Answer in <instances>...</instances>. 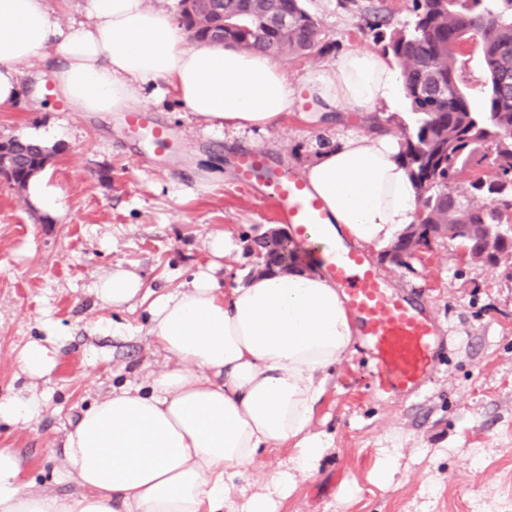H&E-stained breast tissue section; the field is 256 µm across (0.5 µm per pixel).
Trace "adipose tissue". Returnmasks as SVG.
Listing matches in <instances>:
<instances>
[{
  "mask_svg": "<svg viewBox=\"0 0 512 512\" xmlns=\"http://www.w3.org/2000/svg\"><path fill=\"white\" fill-rule=\"evenodd\" d=\"M85 2L88 24L66 32L45 0H0V106L15 101L22 66L45 59L76 112L133 110L159 83L211 129H267L292 112L288 74L266 54L190 42L147 0ZM305 85L323 112L394 106L402 75L388 54L355 49L308 72ZM400 152L393 132L349 134L307 165L306 191L322 202L334 238L389 247L414 223L418 192ZM231 248L214 238L207 269L151 301L150 334L168 364L80 412L59 457L72 492L24 482L22 459L0 448V512H278L326 450L312 420L328 371L354 353L359 328L313 252L223 289L215 273ZM94 292L119 308L142 282L116 269ZM287 444V465L258 488L242 485L263 453Z\"/></svg>",
  "mask_w": 512,
  "mask_h": 512,
  "instance_id": "ef3b65f1",
  "label": "adipose tissue"
}]
</instances>
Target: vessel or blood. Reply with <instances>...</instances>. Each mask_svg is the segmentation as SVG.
<instances>
[{
  "label": "vessel or blood",
  "mask_w": 512,
  "mask_h": 512,
  "mask_svg": "<svg viewBox=\"0 0 512 512\" xmlns=\"http://www.w3.org/2000/svg\"><path fill=\"white\" fill-rule=\"evenodd\" d=\"M236 170L242 185L272 195L278 223L292 225L301 241L318 239L322 269L342 287L359 321V341L372 361L377 389L398 400L417 397L450 345L422 297L391 288L364 254L332 238L325 229L326 211L295 171L252 150L238 155Z\"/></svg>",
  "instance_id": "vessel-or-blood-1"
}]
</instances>
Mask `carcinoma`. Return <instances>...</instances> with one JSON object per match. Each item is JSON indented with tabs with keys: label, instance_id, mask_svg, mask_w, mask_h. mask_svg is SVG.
I'll use <instances>...</instances> for the list:
<instances>
[{
	"label": "carcinoma",
	"instance_id": "obj_1",
	"mask_svg": "<svg viewBox=\"0 0 512 512\" xmlns=\"http://www.w3.org/2000/svg\"><path fill=\"white\" fill-rule=\"evenodd\" d=\"M288 14L286 28L261 29L264 12ZM376 42L402 66L411 127L404 132L401 160L418 190L415 229L388 250L391 259L411 258L443 237L464 249L468 260L497 266L512 261V0H414L413 18L391 25L384 9L367 10ZM181 25L198 41L222 39L231 47L276 55L309 56L320 43L317 25L302 0H209L180 11ZM233 23L224 27V21ZM480 34L487 94L475 112L458 75L462 40ZM8 164L13 185L27 188L41 158L42 144L10 138ZM473 171L469 189L455 187ZM259 265H286L295 250L288 235L256 239Z\"/></svg>",
	"mask_w": 512,
	"mask_h": 512
}]
</instances>
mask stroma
<instances>
[{"label":"stroma","instance_id":"stroma-1","mask_svg":"<svg viewBox=\"0 0 512 512\" xmlns=\"http://www.w3.org/2000/svg\"><path fill=\"white\" fill-rule=\"evenodd\" d=\"M371 4L396 24L412 17L413 0H303L323 49L277 58L295 91L279 127L207 131L169 88L147 89L141 108L171 143L162 151L128 131L126 114L72 111L41 62L27 68L19 99L0 107V139L51 133L57 154L41 177L60 205L42 210L0 183V400L33 389L47 405L36 424L0 423V448L18 452L24 480L68 491L53 471L65 427L113 386L139 385L162 367L147 334L151 293L206 269L217 236L234 244L221 287L255 269L249 246L274 227L273 202L239 186L237 154L259 150L301 173L339 135L398 134L409 125L405 104L341 106L307 118V73L329 69L343 51L374 47L363 20ZM461 59L471 105L481 110L479 40L463 41ZM370 259L395 288L423 295L451 351L411 403L374 393L363 351L330 373L311 425L328 449L311 475L297 477L280 512H474L480 499L512 512V265L465 261L444 238L402 265L381 250ZM115 268L137 275L147 297L120 310L102 305L93 286ZM51 333L61 338L57 366L31 380L18 355ZM386 466L391 480L377 481Z\"/></svg>","mask_w":512,"mask_h":512}]
</instances>
